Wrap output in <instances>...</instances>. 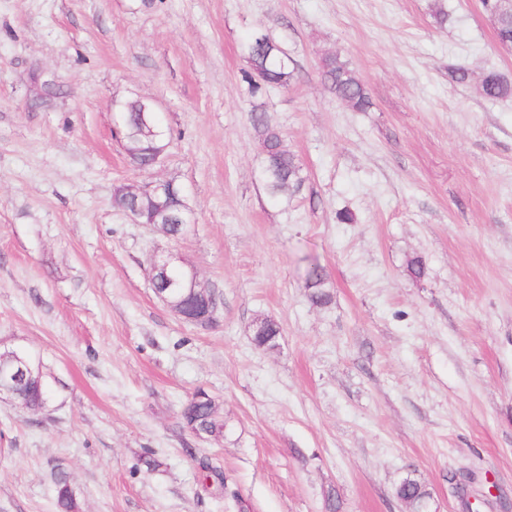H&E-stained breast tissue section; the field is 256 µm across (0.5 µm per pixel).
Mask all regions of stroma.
<instances>
[{
  "label": "stroma",
  "instance_id": "obj_1",
  "mask_svg": "<svg viewBox=\"0 0 512 512\" xmlns=\"http://www.w3.org/2000/svg\"><path fill=\"white\" fill-rule=\"evenodd\" d=\"M255 29L295 62L262 97L305 178L286 204L249 113ZM328 53L370 111L326 88ZM491 70L512 79V49L480 0H0V349H28L53 391L41 411L0 397V512H54L59 468L82 512H324L330 490L341 512H406L410 474L431 512H512V98L480 95ZM130 97L171 133L146 173L115 137ZM159 178L189 206L177 241L113 204ZM168 252L219 296L214 323L154 294ZM199 389L221 439L181 424ZM203 454L225 491L200 482ZM320 69L323 82L338 99L356 112L370 109L371 97L346 60L336 54L325 55ZM323 270L317 263H310L306 270L305 285L310 289V299L313 304L324 305L331 301L330 292L325 289ZM398 498L404 497L408 500L405 504L408 511H419L422 508L421 503L427 494L426 487L416 478L407 476L404 478L396 489Z\"/></svg>",
  "mask_w": 512,
  "mask_h": 512
}]
</instances>
